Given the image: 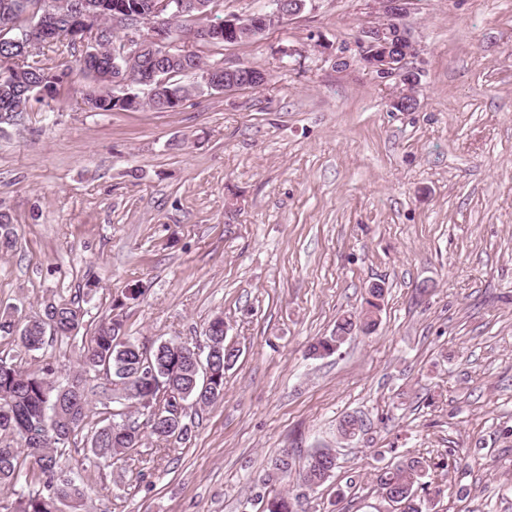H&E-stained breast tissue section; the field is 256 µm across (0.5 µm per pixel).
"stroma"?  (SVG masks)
I'll list each match as a JSON object with an SVG mask.
<instances>
[{
	"label": "stroma",
	"mask_w": 512,
	"mask_h": 512,
	"mask_svg": "<svg viewBox=\"0 0 512 512\" xmlns=\"http://www.w3.org/2000/svg\"><path fill=\"white\" fill-rule=\"evenodd\" d=\"M378 18L370 0H315L225 45V65L269 71L263 87L90 112L75 78L58 111L0 137L18 238L0 305L76 299L86 328L115 314L148 344L203 342L218 313L239 351L223 400L169 456L148 438L99 468L72 444L86 512H260L272 459L300 467L317 448L337 468L305 512H385L373 478L393 448L428 460L432 512H512V0H414L410 112L392 110L393 83L311 41L354 44ZM374 282L377 332L310 358ZM0 354L62 377L77 350L1 340ZM349 414L366 428L343 442Z\"/></svg>",
	"instance_id": "stroma-1"
}]
</instances>
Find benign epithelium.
<instances>
[{
  "mask_svg": "<svg viewBox=\"0 0 512 512\" xmlns=\"http://www.w3.org/2000/svg\"><path fill=\"white\" fill-rule=\"evenodd\" d=\"M312 2L314 0H274L270 8L257 11L245 19L231 17L217 24L200 26L194 31L195 38L212 42L231 31L238 33L244 30L251 33L266 30L302 14ZM375 2L382 12L383 21L363 31L362 37L355 43V57L379 81H392L410 89L416 79L420 78L419 69L413 65L418 49L401 20L410 12L414 0ZM149 7L158 18L149 40L164 50V56L177 57L172 32L164 24V20L172 13L173 0H150ZM136 18L137 14L130 11L113 15V26L123 32L114 53V59L120 62L128 59L134 61L143 52L144 39L138 37L139 25ZM191 74L195 75L198 88H216L224 94L257 88L269 78V72L261 68H252L249 73L243 74L238 67L216 66L193 70Z\"/></svg>",
  "mask_w": 512,
  "mask_h": 512,
  "instance_id": "7a95c632",
  "label": "benign epithelium"
}]
</instances>
